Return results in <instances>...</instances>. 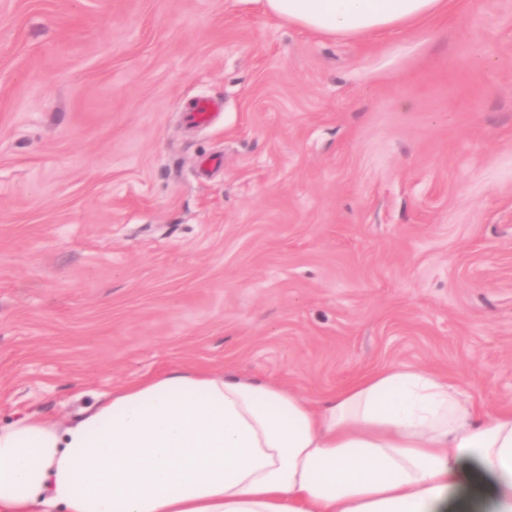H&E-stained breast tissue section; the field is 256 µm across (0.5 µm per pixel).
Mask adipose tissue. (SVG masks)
I'll use <instances>...</instances> for the list:
<instances>
[{
	"instance_id": "ef3b65f1",
	"label": "adipose tissue",
	"mask_w": 512,
	"mask_h": 512,
	"mask_svg": "<svg viewBox=\"0 0 512 512\" xmlns=\"http://www.w3.org/2000/svg\"><path fill=\"white\" fill-rule=\"evenodd\" d=\"M449 0H264L310 31L367 38ZM512 512V409L392 365L321 403L279 383L173 368L81 417L0 426V512Z\"/></svg>"
}]
</instances>
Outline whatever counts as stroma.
Segmentation results:
<instances>
[{
	"mask_svg": "<svg viewBox=\"0 0 512 512\" xmlns=\"http://www.w3.org/2000/svg\"><path fill=\"white\" fill-rule=\"evenodd\" d=\"M390 365L512 406V0L368 39L0 0L1 426L177 367L316 401Z\"/></svg>",
	"mask_w": 512,
	"mask_h": 512,
	"instance_id": "1",
	"label": "stroma"
}]
</instances>
